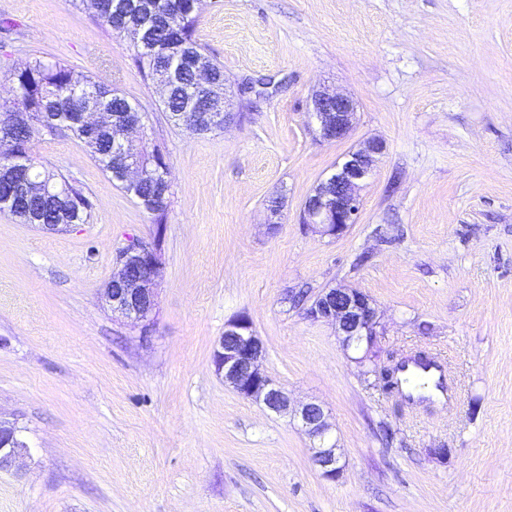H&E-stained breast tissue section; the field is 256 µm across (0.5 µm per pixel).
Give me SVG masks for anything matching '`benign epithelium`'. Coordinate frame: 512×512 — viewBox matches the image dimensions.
<instances>
[{
	"label": "benign epithelium",
	"instance_id": "benign-epithelium-1",
	"mask_svg": "<svg viewBox=\"0 0 512 512\" xmlns=\"http://www.w3.org/2000/svg\"><path fill=\"white\" fill-rule=\"evenodd\" d=\"M356 104L348 96L326 89L314 91L311 97V115L317 124V133L327 141L345 139L353 126ZM235 113L224 97L213 92L204 106L193 110L189 121L220 129L233 123ZM144 135L141 118H134L119 128L114 138L115 154L123 159L119 181L135 186L148 173L147 162L138 152V142ZM384 150L383 142L371 139L363 147L348 154L336 171L315 187L304 203V224L321 236L338 237L355 223L360 208L357 194L359 185L369 179L377 157ZM116 272L103 291V299L112 311L124 318L142 322L148 320L156 308V293L151 285L161 273V260L155 243L132 240L116 258ZM305 317L334 325L336 336L347 349L354 341H363L367 350L376 346L378 337L377 309L364 293L351 288H328L304 310ZM266 354L261 338L253 330L245 315H238L224 326V334L214 349V365L224 377V384L240 396L263 404L276 413L293 411L302 427L319 446L313 461L322 476L336 480L342 472L338 466L336 444L329 441V425L323 408L308 402L290 409L286 391L260 368ZM28 444L18 434L15 423L0 418V470L12 471L17 459L27 453Z\"/></svg>",
	"mask_w": 512,
	"mask_h": 512
}]
</instances>
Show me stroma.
<instances>
[{
    "mask_svg": "<svg viewBox=\"0 0 512 512\" xmlns=\"http://www.w3.org/2000/svg\"><path fill=\"white\" fill-rule=\"evenodd\" d=\"M0 19V96L6 68L35 58L112 83L171 179L160 233L82 143L36 141V164L93 209L59 231L0 212V417L29 446L0 472V512H512V0H199L196 40L241 114L207 135L174 126L87 0H0ZM259 77L264 94L238 96ZM323 86L357 104L343 140L315 132ZM369 138L385 152L355 224L311 233L306 198ZM135 239L158 241L162 262L139 323L103 299ZM339 286L374 301L378 364L446 358L452 403L396 401L305 317ZM240 314L263 370L323 406L338 479L296 422L216 373Z\"/></svg>",
    "mask_w": 512,
    "mask_h": 512,
    "instance_id": "stroma-1",
    "label": "stroma"
}]
</instances>
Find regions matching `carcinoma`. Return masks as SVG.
<instances>
[{
  "label": "carcinoma",
  "instance_id": "carcinoma-1",
  "mask_svg": "<svg viewBox=\"0 0 512 512\" xmlns=\"http://www.w3.org/2000/svg\"><path fill=\"white\" fill-rule=\"evenodd\" d=\"M190 0H148L149 8L143 12H122L114 16L105 11L102 20L112 33L127 38L132 26H140L148 33L146 41L134 46L136 62L147 77H154L159 63L174 60L182 63L170 81L163 101L166 112L181 117L189 112L197 91L196 58L204 53L194 38L197 13L189 5ZM8 81L15 88V99L9 106L0 107V116L8 112H26L30 122L19 128L0 125V167L12 169L17 156L28 165L31 177L49 178L60 187L59 195L30 194L10 197L0 187V209L12 211L24 224H85L91 217L92 203L82 186L45 167L35 165L31 157L32 145L42 135L55 136L66 133L72 138L90 143L93 158L114 179L117 157L112 153V135L117 127L130 118L139 107L129 101L112 84L90 75L75 71L60 61L35 58L25 65L8 70ZM86 92L99 112L111 114L109 125L93 133L75 123V104L71 97L75 92ZM125 193L137 200L144 209L154 215V221L162 224L166 209L150 207L153 200L168 196L171 191L161 187L152 175L138 188L125 187ZM371 372L385 393L398 391L400 378L396 366H385Z\"/></svg>",
  "mask_w": 512,
  "mask_h": 512
}]
</instances>
